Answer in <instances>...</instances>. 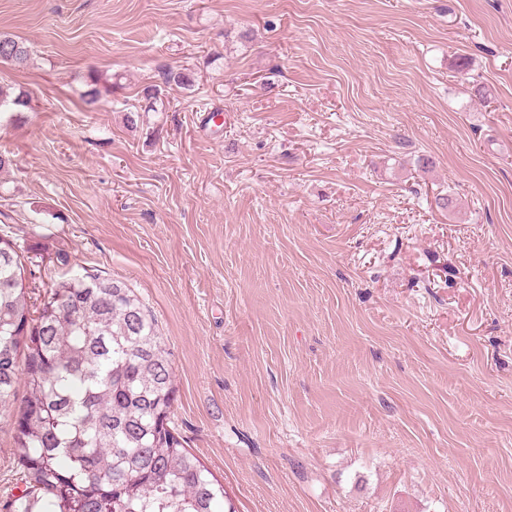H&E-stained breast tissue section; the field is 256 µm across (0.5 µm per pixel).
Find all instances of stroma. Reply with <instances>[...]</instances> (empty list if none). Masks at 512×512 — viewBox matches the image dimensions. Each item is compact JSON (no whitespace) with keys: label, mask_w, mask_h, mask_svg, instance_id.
Returning a JSON list of instances; mask_svg holds the SVG:
<instances>
[{"label":"stroma","mask_w":512,"mask_h":512,"mask_svg":"<svg viewBox=\"0 0 512 512\" xmlns=\"http://www.w3.org/2000/svg\"><path fill=\"white\" fill-rule=\"evenodd\" d=\"M0 33L34 59L0 229L148 306L238 512H512V0H0Z\"/></svg>","instance_id":"stroma-1"}]
</instances>
